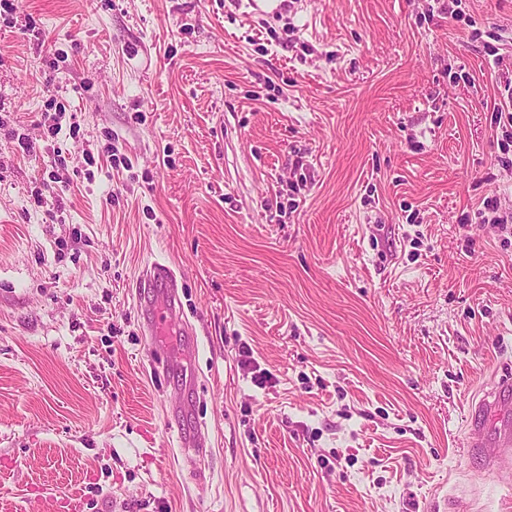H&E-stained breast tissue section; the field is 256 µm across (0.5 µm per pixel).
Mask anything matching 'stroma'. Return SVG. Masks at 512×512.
<instances>
[{
    "label": "stroma",
    "instance_id": "obj_1",
    "mask_svg": "<svg viewBox=\"0 0 512 512\" xmlns=\"http://www.w3.org/2000/svg\"><path fill=\"white\" fill-rule=\"evenodd\" d=\"M280 3L0 22V512H512V457L466 448L512 371V244L478 216L512 208V0ZM139 288L148 295L143 312L146 329L151 336H159L167 328L166 313L171 316L176 312V280L165 266L154 265Z\"/></svg>",
    "mask_w": 512,
    "mask_h": 512
}]
</instances>
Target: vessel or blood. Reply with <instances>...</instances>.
I'll list each match as a JSON object with an SVG mask.
<instances>
[{
	"instance_id": "b4317fda",
	"label": "vessel or blood",
	"mask_w": 512,
	"mask_h": 512,
	"mask_svg": "<svg viewBox=\"0 0 512 512\" xmlns=\"http://www.w3.org/2000/svg\"><path fill=\"white\" fill-rule=\"evenodd\" d=\"M149 298L144 305L145 326L149 334L158 336L167 328L168 315L174 314L177 303V285L172 273L162 265L153 266L142 282ZM512 411V373L500 375L490 389L473 397L470 404L471 430L476 434L468 452L484 457L486 466H493V459L485 458L489 447L499 448L502 454H512V424L507 421Z\"/></svg>"
}]
</instances>
